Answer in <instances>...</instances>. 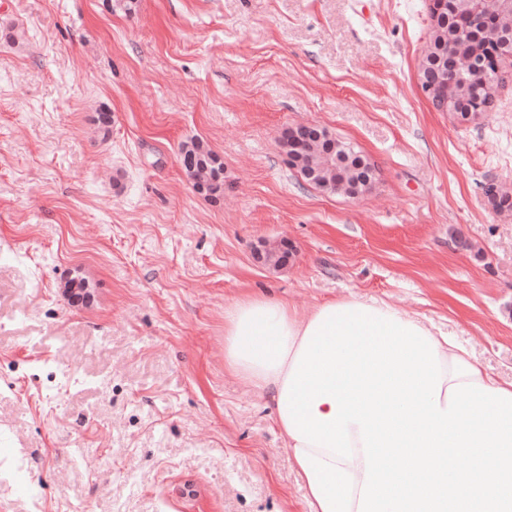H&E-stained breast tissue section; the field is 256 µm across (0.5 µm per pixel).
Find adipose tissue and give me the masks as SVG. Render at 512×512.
Wrapping results in <instances>:
<instances>
[{
	"label": "adipose tissue",
	"instance_id": "adipose-tissue-1",
	"mask_svg": "<svg viewBox=\"0 0 512 512\" xmlns=\"http://www.w3.org/2000/svg\"><path fill=\"white\" fill-rule=\"evenodd\" d=\"M224 365L270 399L306 512H512V381L377 297L224 308Z\"/></svg>",
	"mask_w": 512,
	"mask_h": 512
}]
</instances>
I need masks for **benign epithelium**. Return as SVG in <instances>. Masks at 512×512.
<instances>
[{
	"instance_id": "obj_1",
	"label": "benign epithelium",
	"mask_w": 512,
	"mask_h": 512,
	"mask_svg": "<svg viewBox=\"0 0 512 512\" xmlns=\"http://www.w3.org/2000/svg\"><path fill=\"white\" fill-rule=\"evenodd\" d=\"M498 2L430 0L432 24L420 68L421 88L430 100L438 103L440 111L463 125L483 120L498 91L497 76L501 74L498 52L477 45L467 36V31L477 25L512 30V7L498 12L495 9ZM449 3L453 5L456 21L442 27L438 16ZM472 76L479 81L470 80ZM341 156H346V146L324 128L308 123L289 129L288 165L304 169L308 181L318 184L325 193L355 198L371 186L375 167L366 158L347 165L339 160ZM180 167L201 194L211 193L212 180L220 178L216 170L213 179H208L193 162H182ZM255 257L267 267L281 268L292 259L293 249L288 241L281 240L256 251ZM63 292L75 306L85 305L92 299L90 288H73L69 279L63 283Z\"/></svg>"
}]
</instances>
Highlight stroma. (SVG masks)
<instances>
[{"instance_id": "1", "label": "stroma", "mask_w": 512, "mask_h": 512, "mask_svg": "<svg viewBox=\"0 0 512 512\" xmlns=\"http://www.w3.org/2000/svg\"><path fill=\"white\" fill-rule=\"evenodd\" d=\"M429 0H0V512H305L266 394L224 368L248 291L380 297L512 379V70L481 123L421 90ZM112 113L110 134L95 117ZM314 123L374 164L351 198L288 166ZM206 142L224 186L177 160ZM291 241L274 271L264 242ZM75 265L94 299L69 305ZM185 154V151L180 153L179 156V165L181 167V170L184 172L190 183L192 184L193 188L201 194H211V185L220 178V172H219V165L222 163L221 158H217L214 162V165L217 166V169L214 171L213 179L209 181L208 177L205 175L204 171H200L196 165L195 162H188L183 163L181 162V156ZM223 182V176L219 179V181L216 183L215 188L213 192H217L221 184Z\"/></svg>"}]
</instances>
